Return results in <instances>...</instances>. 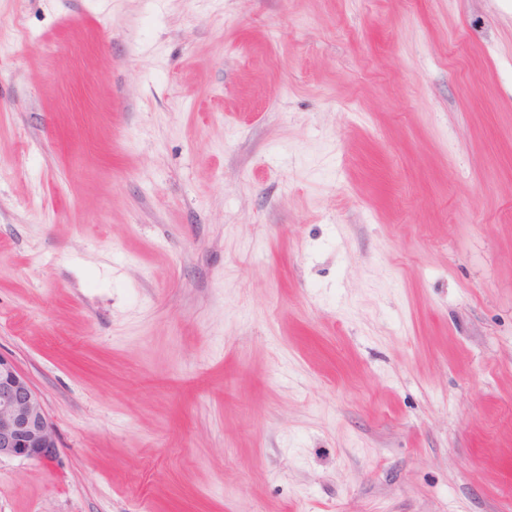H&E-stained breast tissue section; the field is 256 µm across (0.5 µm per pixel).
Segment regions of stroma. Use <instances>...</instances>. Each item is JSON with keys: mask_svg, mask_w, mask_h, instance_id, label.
<instances>
[{"mask_svg": "<svg viewBox=\"0 0 512 512\" xmlns=\"http://www.w3.org/2000/svg\"><path fill=\"white\" fill-rule=\"evenodd\" d=\"M0 512H512V0H0ZM58 435L43 401L15 361L0 353V458L56 457Z\"/></svg>", "mask_w": 512, "mask_h": 512, "instance_id": "obj_1", "label": "stroma"}]
</instances>
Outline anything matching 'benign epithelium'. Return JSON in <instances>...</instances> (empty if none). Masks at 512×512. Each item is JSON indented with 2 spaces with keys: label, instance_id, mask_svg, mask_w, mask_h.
<instances>
[{
  "label": "benign epithelium",
  "instance_id": "obj_1",
  "mask_svg": "<svg viewBox=\"0 0 512 512\" xmlns=\"http://www.w3.org/2000/svg\"><path fill=\"white\" fill-rule=\"evenodd\" d=\"M58 435L43 401L15 361L0 353V457L47 461Z\"/></svg>",
  "mask_w": 512,
  "mask_h": 512
}]
</instances>
